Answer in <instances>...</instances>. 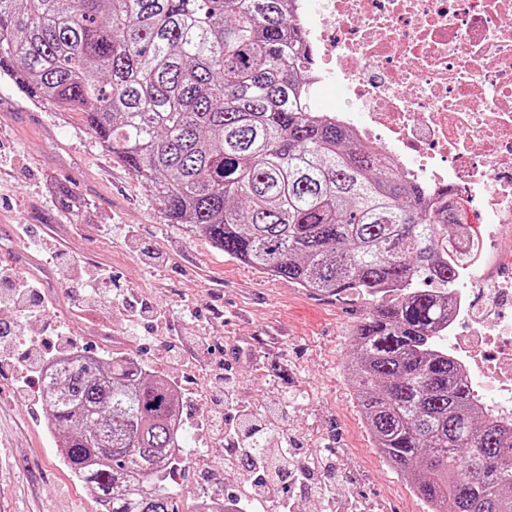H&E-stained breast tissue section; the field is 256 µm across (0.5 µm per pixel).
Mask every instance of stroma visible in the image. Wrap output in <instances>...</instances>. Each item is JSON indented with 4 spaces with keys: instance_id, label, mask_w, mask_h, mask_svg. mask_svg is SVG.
<instances>
[{
    "instance_id": "1",
    "label": "stroma",
    "mask_w": 512,
    "mask_h": 512,
    "mask_svg": "<svg viewBox=\"0 0 512 512\" xmlns=\"http://www.w3.org/2000/svg\"><path fill=\"white\" fill-rule=\"evenodd\" d=\"M58 183L84 199L81 215L59 206ZM0 213L7 218L0 256L8 264L22 266L29 255L47 259L40 246L17 242V224L53 228L66 246L64 266L38 276L52 306L22 320L14 355L37 339L61 351L139 355L149 370L179 383L187 447L208 445L216 472L224 447L205 437L212 398L232 376L239 405L259 414L275 409L300 454L338 451L345 475L336 484L340 512L356 504L363 512H427L374 448L344 368L353 328L378 298L311 295L167 223L152 192L100 147L81 115L31 101L2 77ZM101 268L129 295L164 312L171 331L147 323L130 330L114 304L73 310L83 280ZM199 336L210 344L202 355ZM172 346L191 364L170 363ZM0 512H101L63 460L37 381L18 389L7 366L0 368Z\"/></svg>"
}]
</instances>
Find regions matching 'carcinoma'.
I'll list each match as a JSON object with an SVG mask.
<instances>
[{"label":"carcinoma","instance_id":"1","mask_svg":"<svg viewBox=\"0 0 512 512\" xmlns=\"http://www.w3.org/2000/svg\"><path fill=\"white\" fill-rule=\"evenodd\" d=\"M289 0H0V76L79 112L166 221L313 294L390 289L346 360L373 445L429 512H512V432L486 421L437 341L473 248L443 197L317 114ZM80 214L81 196L56 189ZM441 285L418 287L420 280ZM40 393L102 512H177L174 386L135 356L72 357Z\"/></svg>","mask_w":512,"mask_h":512}]
</instances>
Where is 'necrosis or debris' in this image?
Wrapping results in <instances>:
<instances>
[{
	"instance_id": "obj_1",
	"label": "necrosis or debris",
	"mask_w": 512,
	"mask_h": 512,
	"mask_svg": "<svg viewBox=\"0 0 512 512\" xmlns=\"http://www.w3.org/2000/svg\"><path fill=\"white\" fill-rule=\"evenodd\" d=\"M312 65L305 87L336 81L358 111L327 112L379 144L437 205L440 188L477 198L473 252L451 295L448 356L473 400L512 429V0H292Z\"/></svg>"
}]
</instances>
